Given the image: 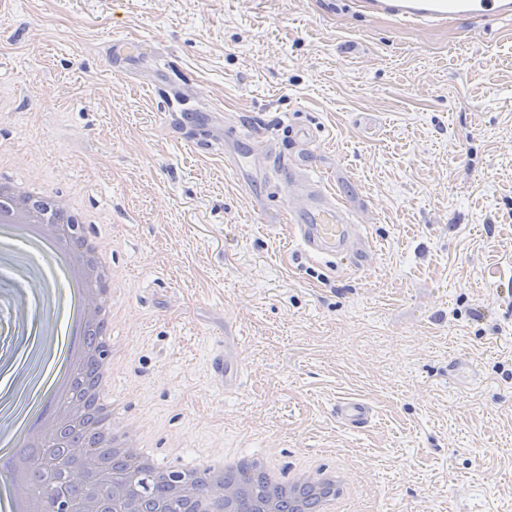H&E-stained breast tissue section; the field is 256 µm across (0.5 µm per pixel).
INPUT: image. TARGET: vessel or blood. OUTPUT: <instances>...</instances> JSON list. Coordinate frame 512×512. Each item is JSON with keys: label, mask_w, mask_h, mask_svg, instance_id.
Masks as SVG:
<instances>
[{"label": "vessel or blood", "mask_w": 512, "mask_h": 512, "mask_svg": "<svg viewBox=\"0 0 512 512\" xmlns=\"http://www.w3.org/2000/svg\"><path fill=\"white\" fill-rule=\"evenodd\" d=\"M354 13L385 19L401 27L428 26L456 28L462 21L492 17L512 21V0H348ZM290 134L296 144L292 158L280 156L274 141L251 137L248 156L260 167L276 170L279 185L295 189L301 202L285 212L301 255L326 259L333 270L343 272L354 267L359 252L369 244L362 239L358 224L350 218L342 196L324 177L315 174L311 163L313 142L310 128L295 125ZM337 420L352 430L367 426L372 408L364 400H338Z\"/></svg>", "instance_id": "1"}]
</instances>
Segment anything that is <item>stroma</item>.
I'll use <instances>...</instances> for the list:
<instances>
[{"mask_svg":"<svg viewBox=\"0 0 512 512\" xmlns=\"http://www.w3.org/2000/svg\"><path fill=\"white\" fill-rule=\"evenodd\" d=\"M344 0H0V153L77 194L122 273L116 394L186 464L227 449L346 465L370 512H512V39ZM143 55L108 65L118 37ZM215 108L196 142L170 87ZM242 122L316 168L371 244L301 258L280 192L224 165ZM238 365L232 390L212 355ZM358 395L371 422L336 419Z\"/></svg>","mask_w":512,"mask_h":512,"instance_id":"35a3bbf8","label":"stroma"}]
</instances>
